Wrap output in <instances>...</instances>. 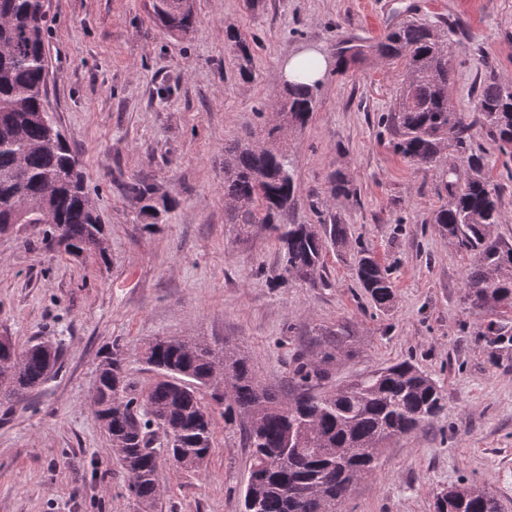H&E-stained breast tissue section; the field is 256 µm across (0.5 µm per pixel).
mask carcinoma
I'll list each match as a JSON object with an SVG mask.
<instances>
[{
    "label": "carcinoma",
    "mask_w": 512,
    "mask_h": 512,
    "mask_svg": "<svg viewBox=\"0 0 512 512\" xmlns=\"http://www.w3.org/2000/svg\"><path fill=\"white\" fill-rule=\"evenodd\" d=\"M153 20L170 33H187L196 23L194 0H150ZM49 19L44 0H0V228L7 224H46L44 235L57 237L63 227L69 248L106 256L97 238L105 237L92 203L80 161L70 152L53 121L40 118L48 72L45 52ZM238 74H252L253 55L239 41ZM377 53L409 56V76L385 122L395 135L401 156L433 170L448 193V204L430 220L472 255L462 303L487 317L483 336L495 347L512 345V321L499 310L512 307V244L494 234L499 222V193L487 175L486 153L473 147L472 123L455 109L448 94L453 80L448 66V34L427 23L402 22L378 40H341L334 70ZM321 81L311 85L285 82V96L275 103L282 123L268 130L263 146L235 143L224 147V223L237 227L261 224L284 251L285 273L311 283L324 266L328 245L343 246L348 228L336 219L319 224H280L294 205L298 185L293 159L275 146L283 128L305 126L314 110ZM482 125L499 150L512 148V84L487 81L478 100ZM453 148L467 178L457 184V166L440 158ZM331 194L353 193L339 172L329 176ZM127 193L136 219L152 226L176 205L153 184L133 182ZM357 279L379 310L391 308L395 289L388 269L368 250L355 255ZM344 346L341 336L325 341L316 356L295 359L292 380L297 392L284 400L253 376L247 357L234 349L224 353L199 343L155 339L143 348V360L158 379L139 396L132 395L127 352L118 343L105 351L96 373V419L130 478L129 492L150 512L160 497L159 458L166 455L184 470L205 465L213 442L212 418L199 392L213 389L224 405V428L242 434L250 448V477L242 507L256 495L252 512H341L352 485L372 475L382 445L405 437L437 419L447 394L439 381L410 359L376 368L328 394L313 386L326 379ZM59 346L36 342L0 343V398L10 401L42 387L59 372ZM174 435L155 447L156 431ZM288 457V467L279 458ZM306 488L312 509L290 498ZM457 512H500L490 491L469 495Z\"/></svg>",
    "instance_id": "1"
}]
</instances>
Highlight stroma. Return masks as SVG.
Instances as JSON below:
<instances>
[{
	"label": "stroma",
	"instance_id": "35a3bbf8",
	"mask_svg": "<svg viewBox=\"0 0 512 512\" xmlns=\"http://www.w3.org/2000/svg\"><path fill=\"white\" fill-rule=\"evenodd\" d=\"M195 9L194 29L173 35L147 0H50L46 104L82 165L107 252L75 257L35 230L0 236V334L21 346L50 336L63 349L56 378L0 403V512H138L92 407L99 356L113 343L127 350L137 391L156 379L142 347L175 337L233 345L260 383L285 394L295 355L336 334L348 342L320 392L408 358L447 390L441 416L389 442L344 512H434L435 494L461 483L494 491L512 512V350L492 352L480 316L464 309L472 258L430 222L446 192L393 149L384 118L405 61L370 55L327 71L308 124L284 138L299 186L288 221L332 215L349 227V245L328 249L314 283L286 278L264 227L241 234L224 221V147L262 142L289 57L311 45L329 58L340 39L373 41L409 20L447 29L450 97L475 122L483 83H512V0H196ZM232 34L252 49L250 79L238 74ZM472 133L501 191L494 232L512 242V155L476 123ZM334 171L353 194L331 196ZM138 180L176 199L160 224L136 221L126 187ZM356 242L389 267L391 309L360 288ZM200 398L213 418L209 460L192 471L161 460L153 512H241L250 451L225 431L210 390Z\"/></svg>",
	"mask_w": 512,
	"mask_h": 512
}]
</instances>
